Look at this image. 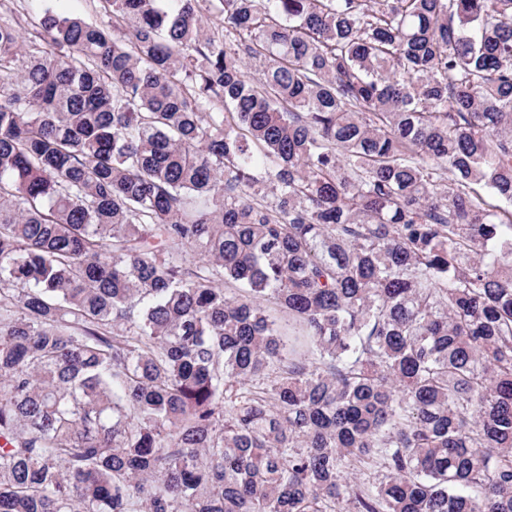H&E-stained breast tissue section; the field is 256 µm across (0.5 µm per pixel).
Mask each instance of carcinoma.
<instances>
[{
  "label": "carcinoma",
  "mask_w": 512,
  "mask_h": 512,
  "mask_svg": "<svg viewBox=\"0 0 512 512\" xmlns=\"http://www.w3.org/2000/svg\"><path fill=\"white\" fill-rule=\"evenodd\" d=\"M105 3L0 22V512H512V0Z\"/></svg>",
  "instance_id": "obj_1"
}]
</instances>
